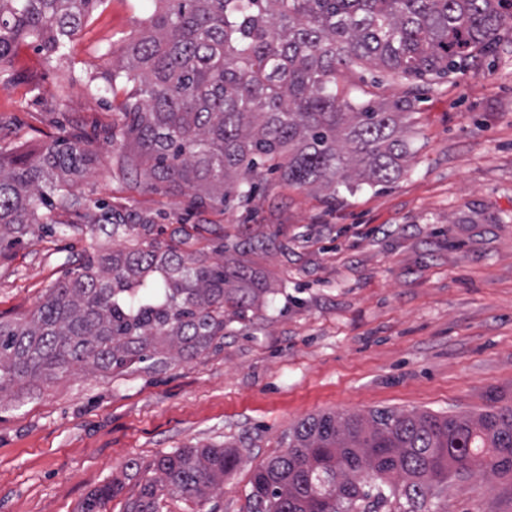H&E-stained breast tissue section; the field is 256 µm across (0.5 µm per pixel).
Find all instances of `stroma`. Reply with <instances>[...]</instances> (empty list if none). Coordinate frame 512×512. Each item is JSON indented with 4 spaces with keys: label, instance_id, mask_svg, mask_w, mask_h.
I'll return each mask as SVG.
<instances>
[{
    "label": "stroma",
    "instance_id": "obj_1",
    "mask_svg": "<svg viewBox=\"0 0 512 512\" xmlns=\"http://www.w3.org/2000/svg\"><path fill=\"white\" fill-rule=\"evenodd\" d=\"M152 0H101L58 65L17 40L0 80V149L29 151L76 132L99 160L76 191L86 209L55 234L0 254V321L29 316L79 272L96 200L153 219L161 242L200 224L208 261L250 267L262 295L194 356L35 382L0 395V512H77L92 489L175 448L225 446L239 462L222 494L166 497L159 512H246L256 466L322 413L478 414L512 405V6L493 54L436 81L400 125L411 154L393 182L335 198L257 172L249 200L192 213L188 196L139 189L100 136L127 96L101 77ZM107 512L138 491L124 478ZM423 512H512V479L452 481Z\"/></svg>",
    "mask_w": 512,
    "mask_h": 512
}]
</instances>
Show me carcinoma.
<instances>
[{"label": "carcinoma", "instance_id": "1", "mask_svg": "<svg viewBox=\"0 0 512 512\" xmlns=\"http://www.w3.org/2000/svg\"><path fill=\"white\" fill-rule=\"evenodd\" d=\"M100 0H0V77L13 43L38 42L63 64L68 44ZM502 0H154L108 85L133 88L103 139L126 171L191 193L197 209L249 199L262 164L288 182L336 195L397 178L409 142L397 122L416 111L421 88L494 52ZM356 61L404 89L361 102L339 89ZM98 158L81 133L29 156L0 150V245L12 246L77 213L74 178ZM97 229L125 246L91 256L47 290L19 322L0 323V395L76 371L119 372L157 355L193 356L224 337V307L249 311L252 271L207 262L201 225L171 242L154 225L98 203ZM288 450L260 464L247 512H421L448 484L476 470L512 477V406L477 415L374 409L301 420ZM237 465L216 447L176 448L144 466L127 512H159L164 490L204 498ZM124 489L114 478L78 512H107Z\"/></svg>", "mask_w": 512, "mask_h": 512}]
</instances>
